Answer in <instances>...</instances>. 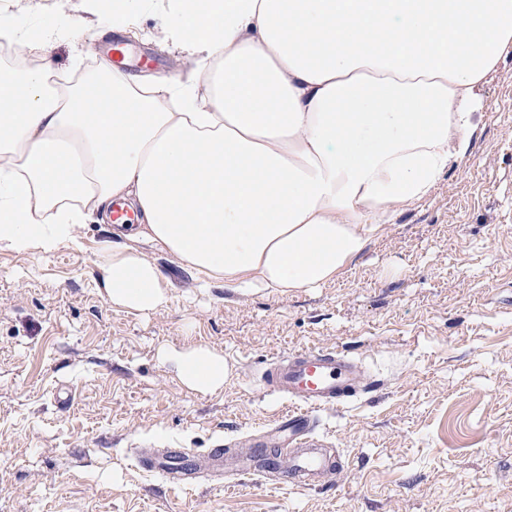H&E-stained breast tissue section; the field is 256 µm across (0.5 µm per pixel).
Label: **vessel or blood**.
Returning a JSON list of instances; mask_svg holds the SVG:
<instances>
[{
    "label": "vessel or blood",
    "mask_w": 512,
    "mask_h": 512,
    "mask_svg": "<svg viewBox=\"0 0 512 512\" xmlns=\"http://www.w3.org/2000/svg\"><path fill=\"white\" fill-rule=\"evenodd\" d=\"M367 374L362 364L336 351L308 349L273 357L265 375L268 389L282 396L286 407L272 422L277 443L268 448L253 436L251 448L232 446L198 455L188 448L143 451L142 465L170 483L193 487L200 478L232 486L242 475L260 474L266 482L285 486H325L334 483L339 467L319 451L312 433L314 415L325 407L346 403L364 392Z\"/></svg>",
    "instance_id": "vessel-or-blood-1"
}]
</instances>
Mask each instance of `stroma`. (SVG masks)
I'll return each instance as SVG.
<instances>
[{
    "mask_svg": "<svg viewBox=\"0 0 512 512\" xmlns=\"http://www.w3.org/2000/svg\"><path fill=\"white\" fill-rule=\"evenodd\" d=\"M12 40L46 19L52 66L73 80L107 51L111 19L83 0H0ZM122 41L147 56L133 74L188 79L194 65L146 0ZM470 149L427 199L390 218L336 281L290 293L200 287L170 254L143 245L170 300L113 307L97 257L112 226L90 216L80 247L0 250V512H512V55L479 89ZM205 345L230 376L186 390L164 354ZM337 349L369 387L316 415L339 454L336 486L184 489L134 449L205 454L271 424L283 404L262 374L271 354Z\"/></svg>",
    "mask_w": 512,
    "mask_h": 512,
    "instance_id": "obj_1",
    "label": "stroma"
}]
</instances>
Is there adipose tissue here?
<instances>
[{
  "mask_svg": "<svg viewBox=\"0 0 512 512\" xmlns=\"http://www.w3.org/2000/svg\"><path fill=\"white\" fill-rule=\"evenodd\" d=\"M162 30L193 82L100 70L51 86L47 63L0 67V250L78 243L118 201L98 258L113 306L169 301L152 243L203 286L317 288L470 149L478 90L512 53V0H167ZM191 390H222L207 346L167 355Z\"/></svg>",
  "mask_w": 512,
  "mask_h": 512,
  "instance_id": "ef3b65f1",
  "label": "adipose tissue"
}]
</instances>
